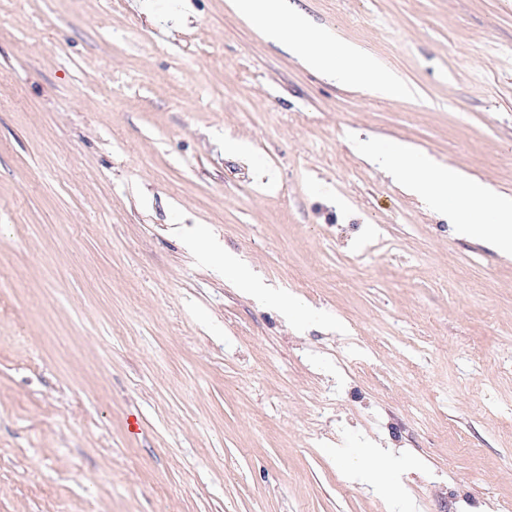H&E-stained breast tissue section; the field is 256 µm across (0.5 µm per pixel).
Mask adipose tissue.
I'll list each match as a JSON object with an SVG mask.
<instances>
[{
    "mask_svg": "<svg viewBox=\"0 0 512 512\" xmlns=\"http://www.w3.org/2000/svg\"><path fill=\"white\" fill-rule=\"evenodd\" d=\"M237 7L259 25L267 40L287 47L304 65L330 79L382 97L410 96L409 86L372 55L337 34L314 30L307 16L292 9L288 0H237ZM364 148L463 235L488 237L502 251H512V198L494 193L455 168L435 166L408 148L385 149L371 142Z\"/></svg>",
    "mask_w": 512,
    "mask_h": 512,
    "instance_id": "1",
    "label": "adipose tissue"
}]
</instances>
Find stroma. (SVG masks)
Here are the masks:
<instances>
[{"mask_svg":"<svg viewBox=\"0 0 512 512\" xmlns=\"http://www.w3.org/2000/svg\"><path fill=\"white\" fill-rule=\"evenodd\" d=\"M131 2L0 0V512H512V257L357 149L512 196V10L295 0L387 99L229 0ZM238 10L259 25L264 37L299 55L307 67L367 93L406 98L415 93L395 74L352 42L325 30L315 31L306 15L288 0H238Z\"/></svg>","mask_w":512,"mask_h":512,"instance_id":"1","label":"stroma"}]
</instances>
